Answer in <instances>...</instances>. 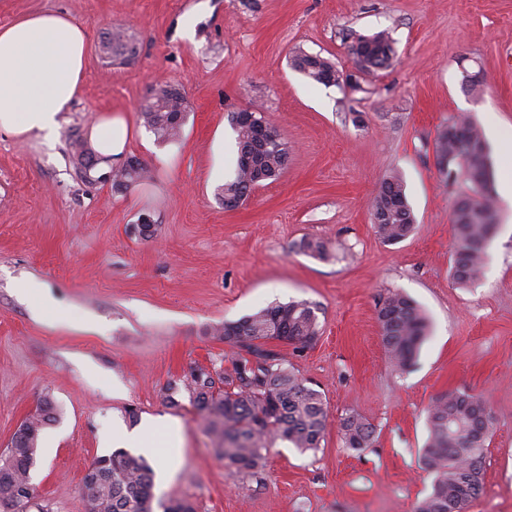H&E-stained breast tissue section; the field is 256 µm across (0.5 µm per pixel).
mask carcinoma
Here are the masks:
<instances>
[{
	"instance_id": "cac0c4a2",
	"label": "carcinoma",
	"mask_w": 512,
	"mask_h": 512,
	"mask_svg": "<svg viewBox=\"0 0 512 512\" xmlns=\"http://www.w3.org/2000/svg\"><path fill=\"white\" fill-rule=\"evenodd\" d=\"M112 61L135 53L118 33L103 44ZM356 62L382 67L394 49L378 32L359 36L350 46ZM295 70L311 81L328 85L341 80L327 58L298 51L291 57ZM185 99L170 85L158 87L141 108L144 125L161 142H173L184 122ZM238 147L236 166L224 179L218 197L227 210L242 206L256 187L276 180L288 165L287 143L277 130L263 142L254 125L229 119ZM437 165L445 179L464 180L469 193L461 196L452 214L450 273L455 284L475 283L483 270L487 242L498 224L497 205L490 192L493 163L487 141L467 115L455 117L435 140ZM147 177L135 156L112 171V188L126 191ZM370 208L374 229L388 244L404 241L415 218L406 188L396 174L383 179ZM299 249L318 259L327 258L324 242L304 239ZM377 321L382 345L393 366L408 371L429 336L430 323L418 304L391 291L379 303ZM212 335L237 349L229 368H218L214 378L193 368L186 387L206 432L235 474L262 479L267 451L285 443L302 452L317 451L324 441L328 409L322 393L307 384L284 354L268 347L272 342L293 350L311 346L320 336L319 306L308 300L275 303L237 321L212 328ZM428 437L421 448V467L432 476V488L415 512H466L483 489L487 443L494 415L482 396L467 392L436 396L427 408ZM55 421L53 403L44 398L37 413L21 423L6 451L0 454V512H28L35 499L30 473L36 466L38 439L43 427ZM343 447L360 451L376 441V428L357 414L341 418ZM85 512H153V473L146 460L118 449L89 467L80 487Z\"/></svg>"
}]
</instances>
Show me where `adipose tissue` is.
Returning <instances> with one entry per match:
<instances>
[{
	"mask_svg": "<svg viewBox=\"0 0 512 512\" xmlns=\"http://www.w3.org/2000/svg\"><path fill=\"white\" fill-rule=\"evenodd\" d=\"M85 30L60 13L32 14L0 26V129L51 134L81 92Z\"/></svg>",
	"mask_w": 512,
	"mask_h": 512,
	"instance_id": "obj_1",
	"label": "adipose tissue"
}]
</instances>
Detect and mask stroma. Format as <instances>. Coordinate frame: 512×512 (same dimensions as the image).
Wrapping results in <instances>:
<instances>
[{"mask_svg": "<svg viewBox=\"0 0 512 512\" xmlns=\"http://www.w3.org/2000/svg\"><path fill=\"white\" fill-rule=\"evenodd\" d=\"M70 16L86 31L82 91L52 137L0 130V451L43 398L55 420L38 441L31 482L46 512H85L82 478L112 454L113 426L148 424L159 468L166 425L177 421V468L155 482V504L195 512H414L432 478L418 464L426 409L437 395H483L495 412L484 485L468 512H512V0H0V26L35 13ZM120 27L138 47L125 65L100 51ZM388 32L387 68L360 66L355 35ZM303 50L330 59L340 84L295 71ZM480 85L470 92L463 73ZM179 88L186 118L161 144L140 110L157 85ZM257 105L289 147L287 169L234 210L217 189L237 158L229 113ZM123 117V157L149 178L127 191L89 183L72 146L102 113ZM468 114L490 146L499 223L482 277H450L451 218L463 182L444 183L434 140ZM399 174L415 230L390 245L370 201ZM149 217L153 234L135 226ZM327 241L332 259L298 248ZM35 283L53 312L22 294ZM427 313L430 337L414 366L396 371L381 343L377 307L387 290ZM321 308L312 346L284 348L327 402L316 452L277 444L263 483L224 465L177 381L190 368L231 364L236 349L211 326L274 302ZM179 401L162 402L165 389ZM355 413L377 429L373 447H343Z\"/></svg>", "mask_w": 512, "mask_h": 512, "instance_id": "stroma-1", "label": "stroma"}]
</instances>
